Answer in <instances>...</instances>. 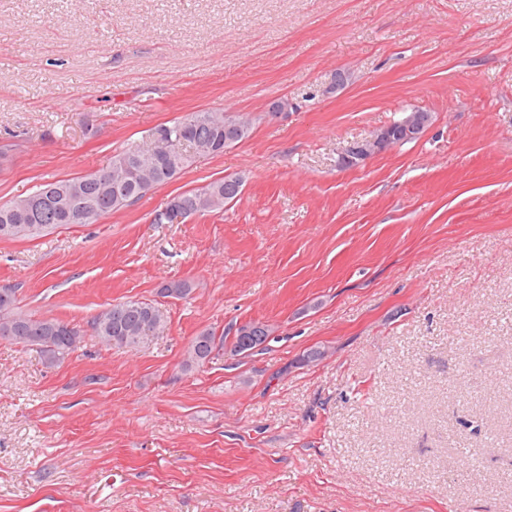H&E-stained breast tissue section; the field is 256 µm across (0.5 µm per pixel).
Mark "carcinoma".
<instances>
[{"label":"carcinoma","instance_id":"cac0c4a2","mask_svg":"<svg viewBox=\"0 0 512 512\" xmlns=\"http://www.w3.org/2000/svg\"><path fill=\"white\" fill-rule=\"evenodd\" d=\"M255 118L230 115L219 110L189 112L169 125L155 129L140 144L112 156L109 167L96 173L59 179L40 185L34 192L0 204V239H40L53 230L95 224L126 209L149 192L176 179L197 155H219L224 149L248 139ZM241 180L230 177L181 193L175 199L187 215L221 213L240 193ZM84 211L76 223L70 214ZM166 296L186 299L193 291L185 280L162 286ZM168 325L166 310L151 300H127L99 311L91 320L93 335L109 347L137 349ZM69 323L57 318L34 319L18 310L15 295L0 297V339L22 346H35L48 367L61 364L76 349ZM271 326L248 322L235 329L232 339L204 329L192 337L185 351L184 366L202 365L225 346L238 355L261 346L272 335Z\"/></svg>","mask_w":512,"mask_h":512}]
</instances>
